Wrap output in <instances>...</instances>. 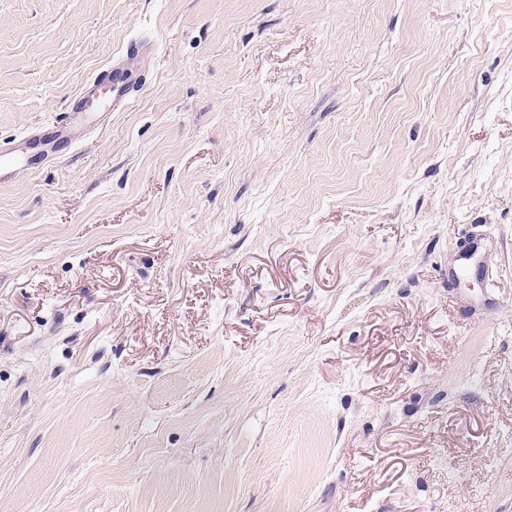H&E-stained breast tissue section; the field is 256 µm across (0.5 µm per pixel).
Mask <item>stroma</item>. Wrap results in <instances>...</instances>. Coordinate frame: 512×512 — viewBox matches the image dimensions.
I'll return each mask as SVG.
<instances>
[{
    "instance_id": "35a3bbf8",
    "label": "stroma",
    "mask_w": 512,
    "mask_h": 512,
    "mask_svg": "<svg viewBox=\"0 0 512 512\" xmlns=\"http://www.w3.org/2000/svg\"><path fill=\"white\" fill-rule=\"evenodd\" d=\"M140 39L0 185V512H512V0H0V142ZM150 51L147 43L132 40L125 51L103 71L87 78L69 102L67 112L56 124L42 132H30L21 139L0 144V184L13 182L19 175L37 170L64 150L80 142L87 132L112 112L127 108L131 92L138 82H145L144 72H134L130 65ZM487 248L488 245L481 241L474 243L468 251V256L460 258L465 262L448 269V280H455L470 273L477 274L484 269Z\"/></svg>"
}]
</instances>
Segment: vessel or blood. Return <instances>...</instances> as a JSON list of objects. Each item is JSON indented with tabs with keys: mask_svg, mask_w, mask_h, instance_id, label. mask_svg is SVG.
Listing matches in <instances>:
<instances>
[{
	"mask_svg": "<svg viewBox=\"0 0 512 512\" xmlns=\"http://www.w3.org/2000/svg\"><path fill=\"white\" fill-rule=\"evenodd\" d=\"M150 51L147 43L134 40L103 71L87 78L69 102L63 118L40 132L0 144V184L13 182L19 175L37 170L49 160L60 157L64 150L80 142L87 132L108 115L124 110L131 101L135 84L145 74L133 71V62ZM487 246L472 245L464 263L448 270L449 279L479 273L485 267Z\"/></svg>",
	"mask_w": 512,
	"mask_h": 512,
	"instance_id": "obj_1",
	"label": "vessel or blood"
}]
</instances>
